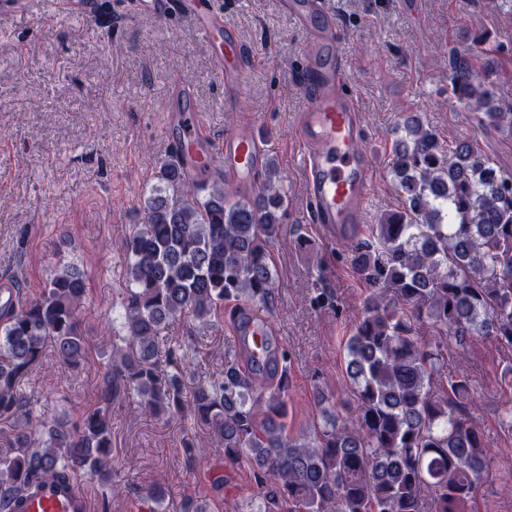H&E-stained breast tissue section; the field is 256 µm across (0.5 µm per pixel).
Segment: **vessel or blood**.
Masks as SVG:
<instances>
[{"instance_id": "b4317fda", "label": "vessel or blood", "mask_w": 512, "mask_h": 512, "mask_svg": "<svg viewBox=\"0 0 512 512\" xmlns=\"http://www.w3.org/2000/svg\"><path fill=\"white\" fill-rule=\"evenodd\" d=\"M281 5L311 44L305 108L297 127L305 191L315 223L331 236L342 238L352 235L364 219L371 192V159L358 146L361 116L355 100L344 91L346 61L336 40V20L325 0H281ZM180 10L203 36L225 87H237L247 72L248 52L225 29L212 0H180ZM166 123L178 131L173 149L187 180L208 181L226 172L242 187L256 183L265 165V147L251 126L225 130L222 140H215L206 132L199 112L189 105L169 108ZM268 329L262 320L248 325V351L253 359L264 356ZM13 505L15 512H90L87 497L76 486L53 482L14 499Z\"/></svg>"}]
</instances>
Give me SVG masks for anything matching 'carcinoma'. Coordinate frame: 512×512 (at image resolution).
Masks as SVG:
<instances>
[{"label": "carcinoma", "mask_w": 512, "mask_h": 512, "mask_svg": "<svg viewBox=\"0 0 512 512\" xmlns=\"http://www.w3.org/2000/svg\"><path fill=\"white\" fill-rule=\"evenodd\" d=\"M491 49L451 53L448 88L478 120L512 132V100L485 86L477 67ZM392 172L401 210L343 241L368 295L346 340L341 393L317 392L319 417L288 433V353L268 342V359L232 361L193 388L190 412L224 448L247 462L258 487L254 512H456L486 472L489 447L467 414L468 379L433 389L444 340L488 337L512 349V174L473 142L450 145L412 113L394 129ZM287 196L275 160L256 196L232 200L224 182L186 181L163 162L144 200V222L123 242L128 283L125 336L112 347L98 406L80 420L34 414L21 385L43 364L46 344L77 365L87 352L78 312L86 279L55 270L40 295L0 302V419L13 425L0 455V512L35 483L89 476L121 485L112 467V403L130 391L143 411L171 418L185 406L177 349L163 335L176 318L207 322L224 303L266 304L275 276L269 245L282 228ZM439 340H418L420 326Z\"/></svg>", "instance_id": "obj_1"}]
</instances>
